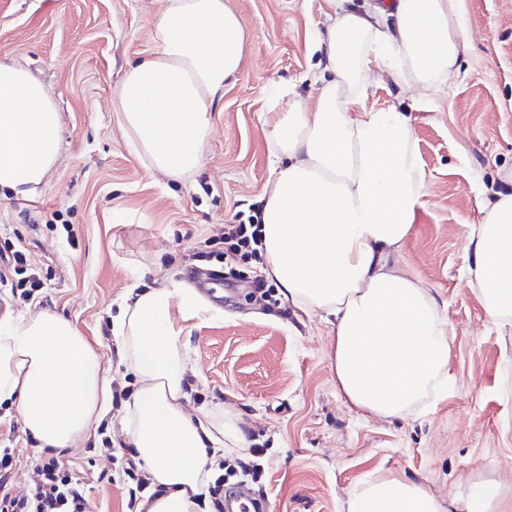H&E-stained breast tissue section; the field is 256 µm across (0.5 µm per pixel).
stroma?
<instances>
[{"mask_svg": "<svg viewBox=\"0 0 512 512\" xmlns=\"http://www.w3.org/2000/svg\"><path fill=\"white\" fill-rule=\"evenodd\" d=\"M247 33L242 68L210 114L199 170L174 180L128 144L111 109L126 70L154 52L163 0H0V59L48 85L61 117V150L39 197L0 189V225L20 238L45 285L35 300L0 293V319L49 309L102 355L111 389L134 385L113 327L130 293L168 278L195 290L193 254L207 238L256 214L276 176L270 99L289 84L315 101L317 34L330 0H228ZM466 46L431 103L410 77L379 63L351 113H409L427 193L394 260L437 297L452 329L450 388L422 413L378 418L351 408L331 370L335 336L321 312L264 297L243 284L190 324L188 410L212 408L266 450L269 512H344L351 493L381 472L438 496L474 482L512 483V335L487 318L471 283L469 225L481 204L512 191V0H460ZM110 406L105 434L89 428L60 458L87 478L91 512H124L121 477L99 455L120 435Z\"/></svg>", "mask_w": 512, "mask_h": 512, "instance_id": "35a3bbf8", "label": "stroma"}]
</instances>
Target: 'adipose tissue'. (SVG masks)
<instances>
[{"label":"adipose tissue","mask_w":512,"mask_h":512,"mask_svg":"<svg viewBox=\"0 0 512 512\" xmlns=\"http://www.w3.org/2000/svg\"><path fill=\"white\" fill-rule=\"evenodd\" d=\"M459 0H397L393 11L361 12L335 0L320 37L325 65L314 104L279 86L270 139L279 162L262 210L267 276L297 306L322 312L336 337V385L357 410L412 414L450 381V331L440 306L394 255L412 229L427 180L411 120L396 110L351 114L382 60L410 71L430 100L459 57ZM155 50L131 66L112 95L134 152L174 179L201 164L210 114L242 65L246 33L226 0H164ZM60 112L51 89L0 60V189L39 195L59 154ZM466 249L471 284L490 321L512 330V194H498ZM207 309L194 289L167 279L137 293L115 325L120 357L138 381L123 405L122 434L134 459L164 492L144 512H199L209 448L247 444L243 429L218 426L212 409L187 412L183 382L188 322ZM11 401L42 446H72L108 408L103 358L66 317L42 310L0 320V402ZM346 512H512V489L473 483L440 502L421 483L379 474Z\"/></svg>","instance_id":"obj_1"}]
</instances>
